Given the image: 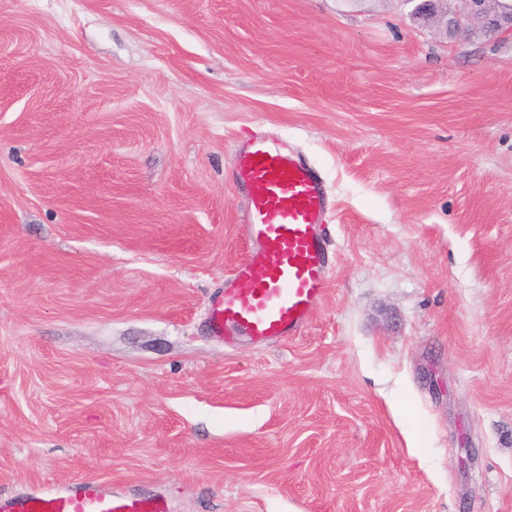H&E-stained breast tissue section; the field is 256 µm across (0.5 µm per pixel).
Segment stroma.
<instances>
[{"label": "stroma", "mask_w": 512, "mask_h": 512, "mask_svg": "<svg viewBox=\"0 0 512 512\" xmlns=\"http://www.w3.org/2000/svg\"><path fill=\"white\" fill-rule=\"evenodd\" d=\"M409 0H0V493L512 512V34ZM324 180L323 301L229 346L236 149Z\"/></svg>", "instance_id": "1"}]
</instances>
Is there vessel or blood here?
<instances>
[{
	"label": "vessel or blood",
	"mask_w": 512,
	"mask_h": 512,
	"mask_svg": "<svg viewBox=\"0 0 512 512\" xmlns=\"http://www.w3.org/2000/svg\"><path fill=\"white\" fill-rule=\"evenodd\" d=\"M236 180L247 194L242 220L245 258L209 305L211 334L258 345L298 334L325 296L331 259L319 233L329 201L322 178L298 154L257 138L236 156ZM0 512H169L161 497L141 498L101 482L5 496Z\"/></svg>",
	"instance_id": "obj_1"
}]
</instances>
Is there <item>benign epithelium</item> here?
Returning a JSON list of instances; mask_svg holds the SVG:
<instances>
[{
    "mask_svg": "<svg viewBox=\"0 0 512 512\" xmlns=\"http://www.w3.org/2000/svg\"><path fill=\"white\" fill-rule=\"evenodd\" d=\"M414 15L437 21L450 38L469 33L474 25L493 33L512 31V0H419Z\"/></svg>",
    "mask_w": 512,
    "mask_h": 512,
    "instance_id": "obj_1",
    "label": "benign epithelium"
}]
</instances>
